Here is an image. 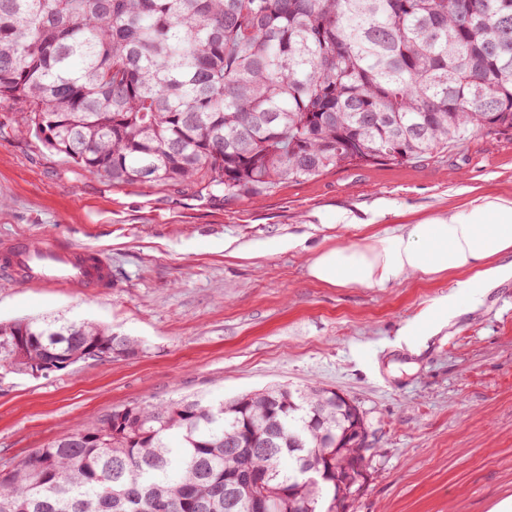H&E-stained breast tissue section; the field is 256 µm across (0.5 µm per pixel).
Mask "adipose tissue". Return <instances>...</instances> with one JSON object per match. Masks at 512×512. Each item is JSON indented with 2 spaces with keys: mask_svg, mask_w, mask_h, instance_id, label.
I'll return each instance as SVG.
<instances>
[{
  "mask_svg": "<svg viewBox=\"0 0 512 512\" xmlns=\"http://www.w3.org/2000/svg\"><path fill=\"white\" fill-rule=\"evenodd\" d=\"M305 269L329 288L383 290L409 280L454 277L452 292L401 329L404 343L415 346L422 322L448 324L463 303L512 277V197L489 192L467 209L377 231L356 243L321 245L307 250Z\"/></svg>",
  "mask_w": 512,
  "mask_h": 512,
  "instance_id": "ef3b65f1",
  "label": "adipose tissue"
}]
</instances>
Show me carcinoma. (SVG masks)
I'll return each mask as SVG.
<instances>
[{"instance_id":"1","label":"carcinoma","mask_w":512,"mask_h":512,"mask_svg":"<svg viewBox=\"0 0 512 512\" xmlns=\"http://www.w3.org/2000/svg\"><path fill=\"white\" fill-rule=\"evenodd\" d=\"M0 102L114 185L258 201L512 128V0H0ZM139 350L91 322L0 323L5 373ZM356 411L321 386L130 404L0 466V512H246L256 493L346 512Z\"/></svg>"}]
</instances>
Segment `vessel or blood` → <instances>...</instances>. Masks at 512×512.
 <instances>
[{"mask_svg":"<svg viewBox=\"0 0 512 512\" xmlns=\"http://www.w3.org/2000/svg\"><path fill=\"white\" fill-rule=\"evenodd\" d=\"M0 269L31 288H96L112 281L106 258L55 236L0 243Z\"/></svg>","mask_w":512,"mask_h":512,"instance_id":"b4317fda","label":"vessel or blood"}]
</instances>
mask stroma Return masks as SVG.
Masks as SVG:
<instances>
[{"instance_id": "obj_1", "label": "stroma", "mask_w": 512, "mask_h": 512, "mask_svg": "<svg viewBox=\"0 0 512 512\" xmlns=\"http://www.w3.org/2000/svg\"><path fill=\"white\" fill-rule=\"evenodd\" d=\"M22 124L0 105V240L50 233L101 251L112 285L36 290L0 274V322L92 321L142 350L0 376V463L123 405L315 382L353 401L369 429L367 478L347 512H488L512 496V278L414 353L400 329L453 279L326 288L307 277L305 249L283 245L354 243L490 190L512 196V129L464 135L428 163L289 182L253 203L112 184L21 135ZM228 238L250 257L226 255Z\"/></svg>"}]
</instances>
